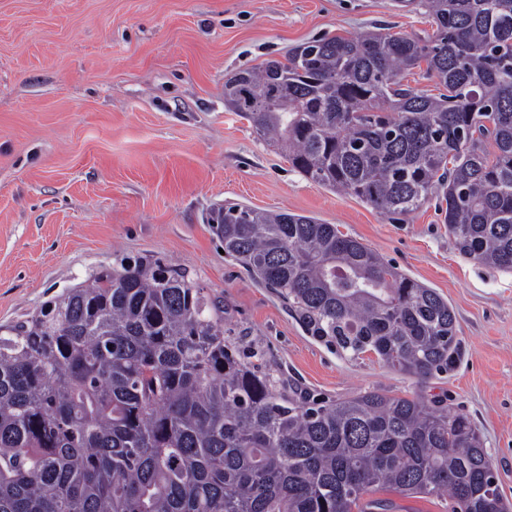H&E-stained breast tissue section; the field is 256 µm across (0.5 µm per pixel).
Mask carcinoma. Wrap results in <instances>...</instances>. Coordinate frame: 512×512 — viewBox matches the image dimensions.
Instances as JSON below:
<instances>
[{
  "instance_id": "1",
  "label": "carcinoma",
  "mask_w": 512,
  "mask_h": 512,
  "mask_svg": "<svg viewBox=\"0 0 512 512\" xmlns=\"http://www.w3.org/2000/svg\"><path fill=\"white\" fill-rule=\"evenodd\" d=\"M396 3L432 35L315 39L225 80L224 103L383 215L439 199L460 254L512 270V0ZM415 69L444 92L403 83ZM216 221L311 335L420 379L455 363L448 301L336 225L238 205ZM253 357L156 261L69 289L0 333V512H385L377 490L512 512L466 414L375 391L298 405Z\"/></svg>"
}]
</instances>
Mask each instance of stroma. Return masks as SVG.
Wrapping results in <instances>:
<instances>
[{"mask_svg":"<svg viewBox=\"0 0 512 512\" xmlns=\"http://www.w3.org/2000/svg\"><path fill=\"white\" fill-rule=\"evenodd\" d=\"M426 36L394 0H0V329L120 259L187 274L241 352L289 396L447 400L480 432L512 503V271L456 249L430 200L385 216L292 168L224 105V82L326 35ZM338 225L448 301L461 354L419 379L309 335L222 254L224 203Z\"/></svg>","mask_w":512,"mask_h":512,"instance_id":"1","label":"stroma"}]
</instances>
